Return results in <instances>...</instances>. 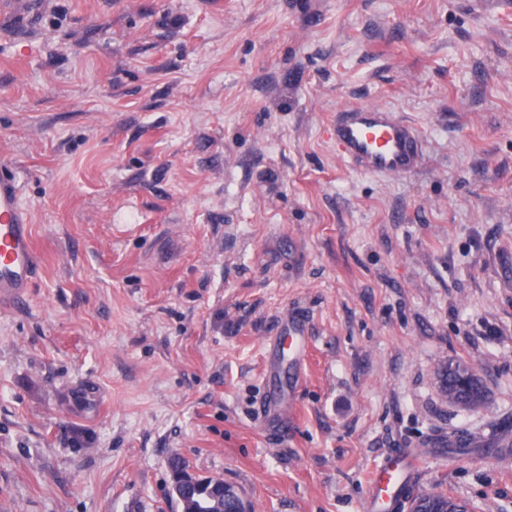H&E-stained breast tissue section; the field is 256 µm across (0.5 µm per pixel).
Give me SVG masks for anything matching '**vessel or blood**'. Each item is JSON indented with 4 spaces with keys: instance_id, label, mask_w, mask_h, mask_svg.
<instances>
[{
    "instance_id": "obj_1",
    "label": "vessel or blood",
    "mask_w": 512,
    "mask_h": 512,
    "mask_svg": "<svg viewBox=\"0 0 512 512\" xmlns=\"http://www.w3.org/2000/svg\"><path fill=\"white\" fill-rule=\"evenodd\" d=\"M331 138L339 156L354 169L374 175H405L423 161L417 127L391 108L365 105L344 108L331 121ZM36 272V251L16 177L0 174V305L24 302ZM417 454L400 450L393 462L370 479L368 508L393 512L398 479L418 472Z\"/></svg>"
}]
</instances>
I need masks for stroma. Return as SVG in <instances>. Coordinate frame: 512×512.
Here are the masks:
<instances>
[{"instance_id":"stroma-1","label":"stroma","mask_w":512,"mask_h":512,"mask_svg":"<svg viewBox=\"0 0 512 512\" xmlns=\"http://www.w3.org/2000/svg\"><path fill=\"white\" fill-rule=\"evenodd\" d=\"M362 105L418 172L344 164ZM0 172L38 262L0 306V512H180L173 456L254 512H368L397 448L404 499L512 512V0H38L0 14ZM331 138L341 159L360 172L405 175L422 165L417 127L387 106L341 109L332 118ZM442 369H446L448 383L455 393L457 401H479L481 404L486 401L485 387L471 382V376L474 373L471 366L463 362L450 361L439 368V370ZM392 457L397 460L372 473L367 500V508L370 510L378 505L384 510H393L397 502L398 477L412 475L419 470L420 456L415 453L400 450Z\"/></svg>"}]
</instances>
